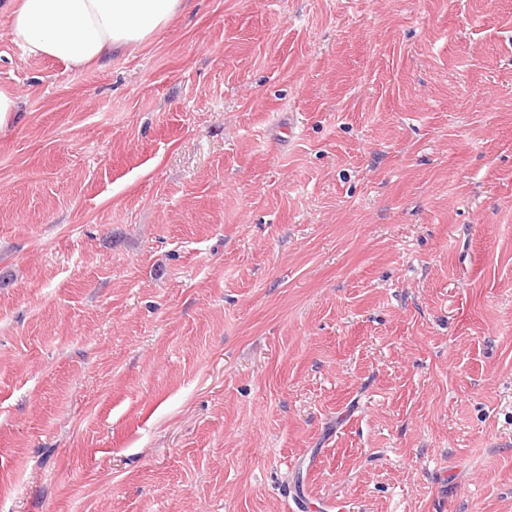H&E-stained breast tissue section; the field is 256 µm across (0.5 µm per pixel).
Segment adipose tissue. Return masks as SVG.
Instances as JSON below:
<instances>
[{
  "instance_id": "obj_1",
  "label": "adipose tissue",
  "mask_w": 512,
  "mask_h": 512,
  "mask_svg": "<svg viewBox=\"0 0 512 512\" xmlns=\"http://www.w3.org/2000/svg\"><path fill=\"white\" fill-rule=\"evenodd\" d=\"M192 7L193 0H8L0 26L26 55L80 69L138 49Z\"/></svg>"
}]
</instances>
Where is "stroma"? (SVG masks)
<instances>
[{"label": "stroma", "instance_id": "stroma-1", "mask_svg": "<svg viewBox=\"0 0 512 512\" xmlns=\"http://www.w3.org/2000/svg\"><path fill=\"white\" fill-rule=\"evenodd\" d=\"M0 87V512H512V0L0 31ZM20 97L13 90L0 89V130L15 125L20 115Z\"/></svg>", "mask_w": 512, "mask_h": 512}]
</instances>
